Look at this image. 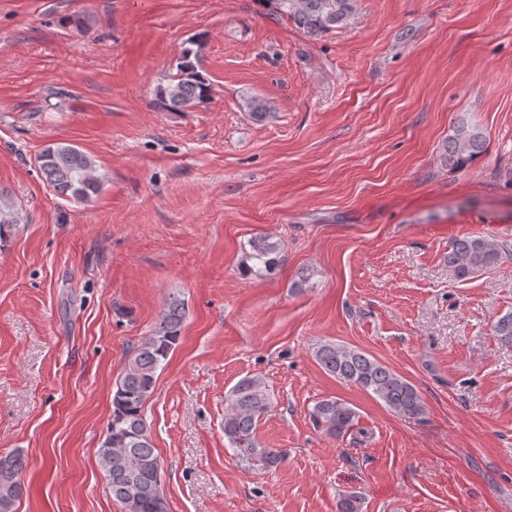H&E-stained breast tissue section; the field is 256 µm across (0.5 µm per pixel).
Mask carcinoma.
I'll list each match as a JSON object with an SVG mask.
<instances>
[{"mask_svg": "<svg viewBox=\"0 0 512 512\" xmlns=\"http://www.w3.org/2000/svg\"><path fill=\"white\" fill-rule=\"evenodd\" d=\"M270 10L288 16L308 33L329 31L343 24L353 11L354 0H263ZM203 43L186 40L174 68L155 90L153 104L167 112H191L212 96L213 88L202 73ZM485 148L479 128L467 123L454 126L448 137L449 161L462 168ZM46 182L61 196L83 203L98 193L101 178L95 161L70 144L50 145L39 156ZM21 223L14 205L0 193V239ZM509 255L498 244L482 238L456 239L448 248V267L457 278L472 271L492 268ZM282 258L280 242L267 236L249 240L240 266L245 276L263 277L274 271ZM182 308L177 300L166 304L159 323L125 365L112 399V420L98 450L99 466L112 497L126 512H168L161 489V461L153 444L144 406L154 392L156 373L180 340ZM499 342L512 347V312L501 315L493 326ZM315 357L323 371L374 395L392 412L416 418L424 413L417 389L407 379L369 354L332 341L316 347ZM224 413V437L237 455L265 468L275 467L285 457L278 448H265L256 436L260 417L272 404V394L258 376H246L229 390ZM313 420L336 437L358 423V413L348 403L323 399L312 410ZM25 463L18 453L0 456V512H14L25 486L21 473ZM337 512H362V498L342 492Z\"/></svg>", "mask_w": 512, "mask_h": 512, "instance_id": "cac0c4a2", "label": "carcinoma"}]
</instances>
